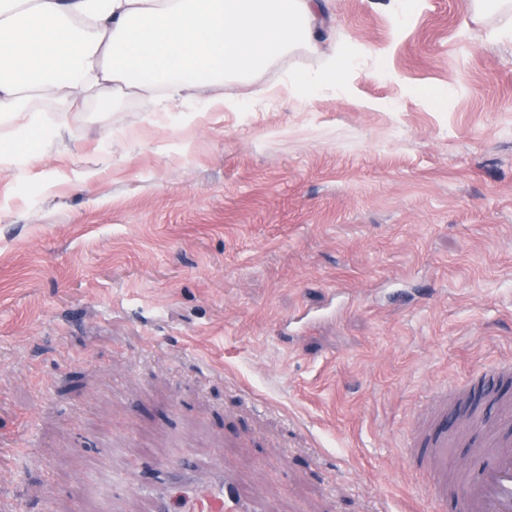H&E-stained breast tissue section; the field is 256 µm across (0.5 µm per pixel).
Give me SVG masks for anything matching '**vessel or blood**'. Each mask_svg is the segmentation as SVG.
<instances>
[{
	"label": "vessel or blood",
	"mask_w": 512,
	"mask_h": 512,
	"mask_svg": "<svg viewBox=\"0 0 512 512\" xmlns=\"http://www.w3.org/2000/svg\"><path fill=\"white\" fill-rule=\"evenodd\" d=\"M466 398L463 391L438 392L425 417L413 426L409 454L428 464L432 475L428 495L434 503L451 497L458 512H512V438L486 429L481 416L473 418L481 436L472 443L469 472L453 481L448 478V448L452 443L448 409ZM186 480L198 493L192 512H276L271 502L243 493L224 469L199 465L186 452L161 468L112 474L113 488L137 487L150 512H171L166 489Z\"/></svg>",
	"instance_id": "vessel-or-blood-1"
}]
</instances>
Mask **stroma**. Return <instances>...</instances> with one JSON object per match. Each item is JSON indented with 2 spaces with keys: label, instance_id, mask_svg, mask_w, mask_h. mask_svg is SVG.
<instances>
[{
  "label": "stroma",
  "instance_id": "obj_1",
  "mask_svg": "<svg viewBox=\"0 0 512 512\" xmlns=\"http://www.w3.org/2000/svg\"><path fill=\"white\" fill-rule=\"evenodd\" d=\"M322 8L358 49L333 89H294L300 49L192 121L190 92L34 99L44 154L0 170V446L31 445L0 512H103L185 450L279 512H456L408 424L512 365V14Z\"/></svg>",
  "mask_w": 512,
  "mask_h": 512
}]
</instances>
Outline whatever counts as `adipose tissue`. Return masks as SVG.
<instances>
[{
  "label": "adipose tissue",
  "mask_w": 512,
  "mask_h": 512,
  "mask_svg": "<svg viewBox=\"0 0 512 512\" xmlns=\"http://www.w3.org/2000/svg\"><path fill=\"white\" fill-rule=\"evenodd\" d=\"M320 0H0V124L39 125L32 96L75 108L96 88H164L175 101L220 78H245L298 47L318 50ZM355 55L340 45L299 91L335 87Z\"/></svg>",
  "instance_id": "1"
}]
</instances>
